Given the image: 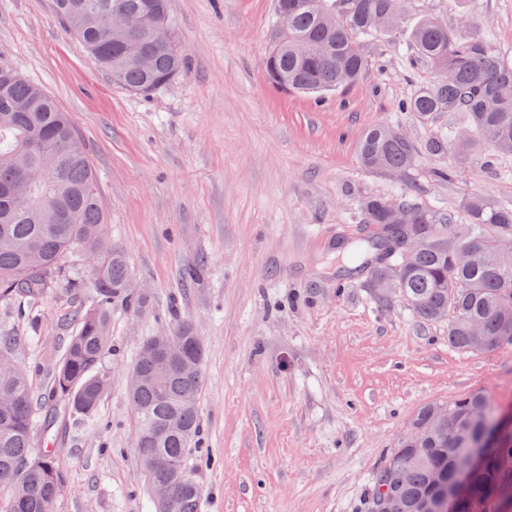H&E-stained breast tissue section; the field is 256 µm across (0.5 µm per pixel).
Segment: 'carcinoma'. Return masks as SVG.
Listing matches in <instances>:
<instances>
[{"mask_svg": "<svg viewBox=\"0 0 512 512\" xmlns=\"http://www.w3.org/2000/svg\"><path fill=\"white\" fill-rule=\"evenodd\" d=\"M288 10V27H275L266 59V74L279 87L318 96L356 82L368 68L363 43L376 34L401 26L411 0H274V13ZM120 11L140 27L165 24V40L179 43L167 0H55L64 28L83 45L96 67L120 87L142 94L167 87L183 71L184 50L174 52L133 37L117 41L105 27L106 15ZM406 57L436 71L435 80L404 100L402 109L426 123L441 112H462L466 126L430 137L425 152L448 158L434 171L450 180L480 147L512 153V57L494 49L481 33L466 41L436 17L421 19L412 29ZM44 152L58 156V170L31 186L20 201L4 190L18 182L22 171L38 165ZM360 157L369 168L404 170L416 159L414 146L400 130L379 123L363 135ZM465 224L450 238L443 226L451 216L419 208L405 199L387 205L385 198L365 202L364 235L347 250L349 259L371 260L398 269L395 282L373 269L374 285L399 295L426 321L448 319V346L472 352L469 324L479 322L487 336L486 350L512 347V208H498L481 198L463 201ZM105 224L99 205L96 175L68 115L42 87L0 64V299L20 298L35 304L59 286L63 260L80 250L92 276L70 283L88 291L94 305L79 319L64 347L49 389L38 395L28 374L13 360L16 348L31 336H0V512H55L63 490V472L54 450L31 453L37 417L50 402L63 398L70 411L95 422L111 384L104 365L112 349V303L130 295V262L123 250L94 236ZM416 224L425 246L402 252L390 231ZM468 245L475 258L455 263L457 246ZM180 349V363L163 372L158 357L165 347ZM204 349L194 324L180 319L164 336H153L140 347L131 366L138 380L129 384L141 445L138 457L150 487L166 485L169 498L160 512H201L203 491L190 473L211 458L197 452L199 399L204 383ZM449 421L429 438L394 448L372 475L364 512H383L382 491L393 458L404 467L396 499L404 510L418 512L432 494L436 472L452 475L472 438L498 414L481 392L471 391L447 403ZM474 498L456 512H484L493 497L512 491V434L485 449L483 464L471 471Z\"/></svg>", "mask_w": 512, "mask_h": 512, "instance_id": "1", "label": "carcinoma"}]
</instances>
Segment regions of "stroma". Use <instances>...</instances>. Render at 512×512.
I'll list each match as a JSON object with an SVG mask.
<instances>
[{
    "label": "stroma",
    "mask_w": 512,
    "mask_h": 512,
    "mask_svg": "<svg viewBox=\"0 0 512 512\" xmlns=\"http://www.w3.org/2000/svg\"><path fill=\"white\" fill-rule=\"evenodd\" d=\"M186 65L171 86L126 91L59 23L53 0H0V63L41 85L72 119L97 176L113 244L135 298L112 307L111 385L97 426L55 404L64 491L56 512H158L134 446L128 369L141 343L191 320L205 347L195 469L202 512H356L372 473L420 406L480 390L512 409V349L463 354L447 322L378 301L371 274L342 276L336 245L358 238L362 203L405 197L460 215L464 198L512 207L507 156L477 149L452 180L424 143L447 127L399 111L433 71L401 59L410 25L366 46L370 67L325 101L286 93L264 71L272 0H169ZM461 38L487 30L512 50V0H413ZM386 122L418 154L405 170L364 167L359 142ZM60 284L37 305L0 301V335L34 336L14 354L45 391L80 311Z\"/></svg>",
    "instance_id": "35a3bbf8"
}]
</instances>
